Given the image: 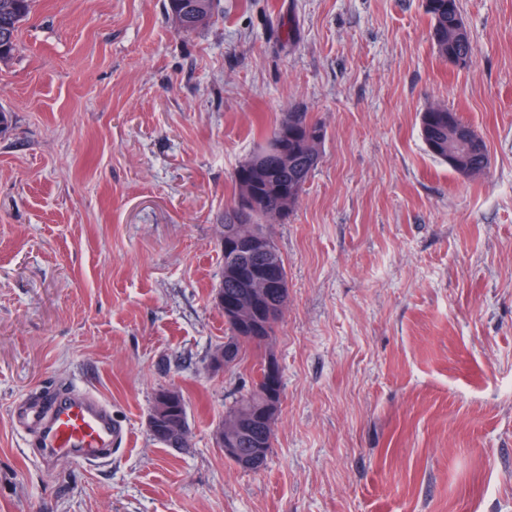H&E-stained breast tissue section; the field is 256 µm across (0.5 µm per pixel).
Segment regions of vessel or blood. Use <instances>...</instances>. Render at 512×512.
Returning a JSON list of instances; mask_svg holds the SVG:
<instances>
[{"mask_svg": "<svg viewBox=\"0 0 512 512\" xmlns=\"http://www.w3.org/2000/svg\"><path fill=\"white\" fill-rule=\"evenodd\" d=\"M11 419L27 433L29 447L41 449L47 459L66 455L105 463L126 437L104 401L71 387L47 394L30 392L15 404Z\"/></svg>", "mask_w": 512, "mask_h": 512, "instance_id": "vessel-or-blood-1", "label": "vessel or blood"}]
</instances>
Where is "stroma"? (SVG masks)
Here are the masks:
<instances>
[{"mask_svg": "<svg viewBox=\"0 0 512 512\" xmlns=\"http://www.w3.org/2000/svg\"><path fill=\"white\" fill-rule=\"evenodd\" d=\"M36 0L0 64V512H512V0H460L476 59L423 0ZM456 112L488 165L460 179L419 114ZM321 161L267 231L288 301L216 368L234 171L282 114ZM283 394L264 467L217 431L262 359ZM75 383L125 428L110 462L44 460L18 399ZM181 391L189 443L153 440ZM216 1L215 0H168L167 13L171 16L170 13H176L178 16L184 14L185 20L187 22L184 30V24L176 18L177 27L182 30V32L190 34L193 33L205 26H207L216 11ZM174 21V18L171 16ZM459 0H424L425 13L430 17V38L438 55L448 63L467 68L475 60V46L468 35L463 42L454 38L455 23L462 16ZM432 31L442 34L441 41L431 37Z\"/></svg>", "mask_w": 512, "mask_h": 512, "instance_id": "35a3bbf8", "label": "stroma"}]
</instances>
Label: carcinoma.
<instances>
[{
	"label": "carcinoma",
	"instance_id": "1",
	"mask_svg": "<svg viewBox=\"0 0 512 512\" xmlns=\"http://www.w3.org/2000/svg\"><path fill=\"white\" fill-rule=\"evenodd\" d=\"M34 0H0V63L10 60L17 50V36L23 21L31 14ZM216 0H168L167 9L178 15H184V32L193 33L207 26L216 11ZM425 13L430 17V30L442 34V40L432 42L438 55L448 63L467 68L475 60V46L472 39L459 41L454 38L456 23L462 16L459 0H424ZM463 125L457 113L446 107L436 110L432 107L420 113V134L428 152L439 161L448 162V132ZM288 130L286 147L288 148V166L281 167L275 157L261 152L252 160L263 159L258 167L250 162L240 165L233 174L236 192L248 186L250 192L259 199L260 205L244 216L238 207L224 219V237L234 238L250 233L263 232L261 222L270 221V217L281 206L292 202L289 210H294L304 187L317 168L326 140V128L308 118L305 112H290L281 118L270 133L275 137L278 132ZM258 329L251 341L256 347L264 344L272 336L275 323L260 318L255 320ZM264 404L263 392L258 382L242 394L228 416L247 422L241 435L240 447L258 448L269 454L272 447L273 429L265 426L260 418ZM189 429L187 407L184 399L173 404L168 413L158 419L157 429L151 431L155 441L167 448H181L183 443L174 435V429Z\"/></svg>",
	"mask_w": 512,
	"mask_h": 512
}]
</instances>
